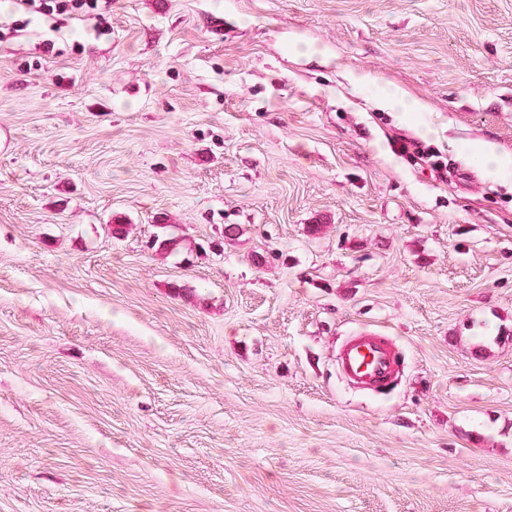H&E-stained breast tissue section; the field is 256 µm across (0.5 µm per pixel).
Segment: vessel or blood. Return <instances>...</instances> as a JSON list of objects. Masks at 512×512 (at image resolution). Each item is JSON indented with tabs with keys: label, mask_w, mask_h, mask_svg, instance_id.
Segmentation results:
<instances>
[{
	"label": "vessel or blood",
	"mask_w": 512,
	"mask_h": 512,
	"mask_svg": "<svg viewBox=\"0 0 512 512\" xmlns=\"http://www.w3.org/2000/svg\"><path fill=\"white\" fill-rule=\"evenodd\" d=\"M396 361L397 354L390 337L373 331L350 337L339 357L340 368L347 376L370 387L385 383Z\"/></svg>",
	"instance_id": "1"
}]
</instances>
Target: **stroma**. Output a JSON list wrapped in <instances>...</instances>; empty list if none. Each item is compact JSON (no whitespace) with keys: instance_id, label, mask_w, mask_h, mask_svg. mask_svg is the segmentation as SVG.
Listing matches in <instances>:
<instances>
[{"instance_id":"obj_1","label":"stroma","mask_w":512,"mask_h":512,"mask_svg":"<svg viewBox=\"0 0 512 512\" xmlns=\"http://www.w3.org/2000/svg\"><path fill=\"white\" fill-rule=\"evenodd\" d=\"M453 140L512 157V0H0V512H512V180ZM16 11L32 15H64L66 19L89 20L112 11V0H10ZM36 2H39L37 5ZM375 107L385 112H400L403 116L425 112L427 106L422 101L410 97L399 88H384L376 98ZM397 354L389 336L377 332H360L345 343L340 357L341 370L366 386L385 383L391 376Z\"/></svg>"}]
</instances>
